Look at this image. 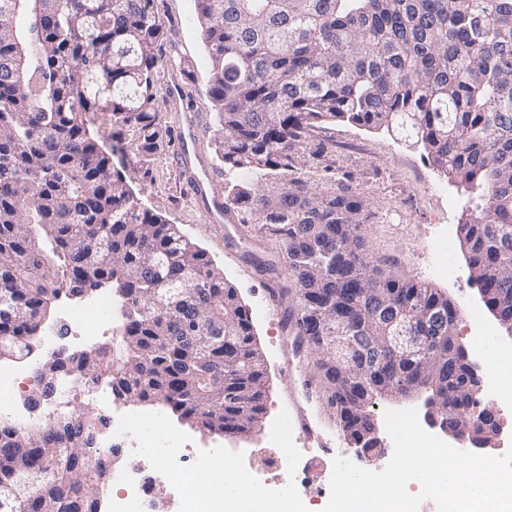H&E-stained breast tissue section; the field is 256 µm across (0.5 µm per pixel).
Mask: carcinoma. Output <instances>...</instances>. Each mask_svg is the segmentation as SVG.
<instances>
[{"label": "carcinoma", "instance_id": "1", "mask_svg": "<svg viewBox=\"0 0 512 512\" xmlns=\"http://www.w3.org/2000/svg\"><path fill=\"white\" fill-rule=\"evenodd\" d=\"M215 166L224 218L283 248L296 336L330 335L337 318L360 336L386 335L396 316L448 297L381 272L367 259L376 212L336 168L314 131L336 121L398 132L469 189L461 225L470 277L489 309L512 317V0H198ZM26 14L30 23L17 29ZM152 0H0V350L30 357L62 288L108 286L124 307L117 348L59 352L35 362L39 388L77 372L120 399L152 402L202 429L261 424L264 404L230 399L266 368L237 289L206 251L145 208L83 114L107 112L112 140L144 175L171 151L158 120L166 54ZM341 431L371 425V395L345 406L318 348ZM443 405L460 424L475 405L463 351L448 343ZM418 359L378 366L401 385ZM104 421L65 413L17 428L0 419V512H99L96 477L112 449ZM50 457L62 468L47 472Z\"/></svg>", "mask_w": 512, "mask_h": 512}]
</instances>
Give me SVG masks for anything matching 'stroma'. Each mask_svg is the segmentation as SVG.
<instances>
[{
  "label": "stroma",
  "instance_id": "obj_1",
  "mask_svg": "<svg viewBox=\"0 0 512 512\" xmlns=\"http://www.w3.org/2000/svg\"><path fill=\"white\" fill-rule=\"evenodd\" d=\"M153 6L168 43L175 46L199 79L192 89L199 112L210 114L211 103L203 84L209 59L203 45L197 0H154ZM319 133L335 143L337 168L353 173L358 192L378 214L377 222L367 227L371 263L398 277L426 282L447 293L458 310L456 339L478 368H485L488 358L511 357L512 337L505 335L469 278L460 235V226L469 214L463 186L440 174L421 149L394 133L344 122L323 126ZM122 175L145 207L161 212L176 224L206 251L225 279L236 287L267 369L264 418L250 437L236 439L211 434L169 411L165 412V419L200 454L261 448L274 431L286 432L290 456L282 470L266 475L265 480L278 489L290 487L292 498L303 512H322L330 476L319 473L311 482L302 480L308 455L288 419V376L312 382L318 395L310 404L315 417L327 421L333 414L320 403L328 395V385L317 367L318 353L310 347L297 348L284 326L281 309L271 308L266 299L265 283L275 281L283 288L290 285L287 276L261 269L264 263L282 262L279 244L253 236L241 224L231 237L221 236L191 198L184 171L171 155L156 157L148 175L136 156L126 155ZM446 241L451 242L452 248L448 253V271L441 274L436 270L438 256L434 247Z\"/></svg>",
  "mask_w": 512,
  "mask_h": 512
}]
</instances>
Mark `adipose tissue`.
Here are the masks:
<instances>
[{"instance_id": "1", "label": "adipose tissue", "mask_w": 512, "mask_h": 512, "mask_svg": "<svg viewBox=\"0 0 512 512\" xmlns=\"http://www.w3.org/2000/svg\"><path fill=\"white\" fill-rule=\"evenodd\" d=\"M207 485L220 512H292L294 505L288 499L270 501L265 492L254 487L229 462H215L207 470Z\"/></svg>"}]
</instances>
